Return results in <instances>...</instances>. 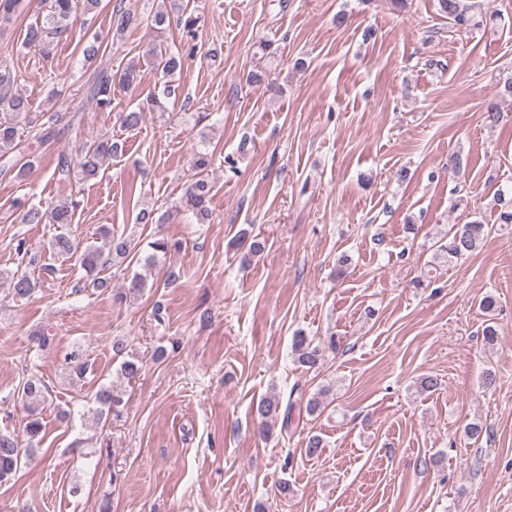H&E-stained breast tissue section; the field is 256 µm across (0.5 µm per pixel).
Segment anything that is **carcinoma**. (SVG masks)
<instances>
[{"label": "carcinoma", "instance_id": "cac0c4a2", "mask_svg": "<svg viewBox=\"0 0 512 512\" xmlns=\"http://www.w3.org/2000/svg\"><path fill=\"white\" fill-rule=\"evenodd\" d=\"M439 10L448 19L459 26L480 25L473 21L475 14L481 12V4L477 0H438ZM45 13L37 15L25 30L24 42L42 48L50 52L52 48L65 36L70 28V20L78 11L84 8L89 12L97 7L99 0H43ZM176 26L183 30L191 43L173 52L158 43L152 52V63L169 76L180 69L183 60L194 55L196 45L192 41L196 37V28L200 17L195 15V9L190 7V2H185L177 7ZM139 25L138 17L131 11L117 5L110 14V29L113 38L119 39L131 29ZM20 75L17 71L0 63V112L19 118L29 111V100L18 93L17 86ZM139 79V66L130 64L125 69L112 73L105 68L98 69L92 76V83L88 87V94L99 109L107 111L112 109V98L115 89H128L135 85ZM512 98V73L503 77L496 92L485 102L482 109V122L488 128H493L502 119L500 101L503 97ZM21 135L17 123L0 118V149L5 146L15 148L21 145ZM117 151V145L109 138H97L86 143L81 150V159L74 164L63 155L57 164L58 193L50 202V221L53 224L73 223L79 201L77 196L81 193V185L96 177L99 173L101 162L111 158ZM210 164L208 154L199 153L195 161V180L185 192L183 206L192 212L197 220L208 218V204L213 192L212 182L208 178L207 168ZM29 162H20L18 159H8L0 164V173L3 175H15L22 179L26 176ZM490 210L496 214L494 223L501 226L512 225V188L497 189L490 201ZM491 233V227L481 219L472 220L466 224H455L435 242L433 261L438 264L451 265L461 259L467 258L480 251ZM101 244L88 243L81 245L67 234H59L50 242L51 252L59 257L75 259L76 263L84 270L90 281L84 287H92L99 291L109 288V278L100 275L101 268L107 262L105 253L112 254L115 258H124L130 254L131 242L129 239L118 236L107 226L98 230ZM11 293L16 299L30 297L37 288L30 272L16 269L7 273ZM148 288L146 280L136 274L127 288L119 293L122 300L137 299L144 295ZM479 306L485 314V326L482 336L486 346L495 345L499 338L498 327L494 321L495 311L498 308V299L492 293L485 294L479 301ZM292 350L296 361L307 370L314 369L324 360V349L313 343L312 340L301 333L296 334L292 341ZM112 358L120 360V374L131 379L141 371L139 359L130 354L127 345L122 341L112 342ZM65 366L73 380L80 382L86 375L92 372V363L83 353L72 350L65 355ZM21 398L31 404H43L46 402V394L49 388L38 376L30 375L18 389ZM96 408L90 410L95 424L105 425L111 415L119 414L121 396L115 393L111 386L102 385L95 393ZM295 404L289 403L285 409H280L277 399H264L256 407L258 419V434L267 438L273 433L276 423H281V430L289 429L292 419V411ZM44 424L36 410H31L30 417L25 424V436L28 447L22 448L18 439L9 432L0 431V485L9 483L17 471L21 468L23 459L37 452L38 443L43 438Z\"/></svg>", "mask_w": 512, "mask_h": 512}]
</instances>
